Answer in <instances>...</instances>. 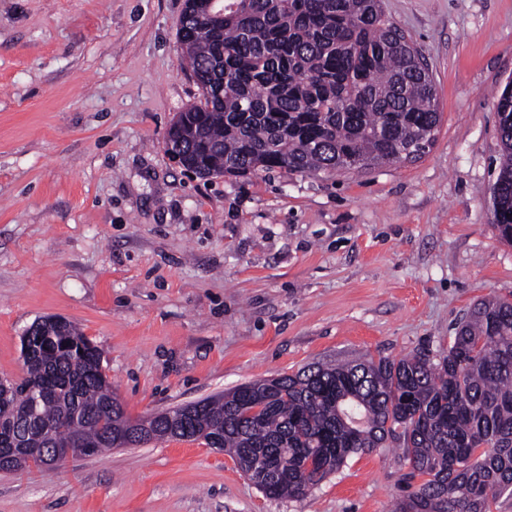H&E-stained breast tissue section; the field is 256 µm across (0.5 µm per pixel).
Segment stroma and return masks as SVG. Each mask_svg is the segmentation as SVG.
<instances>
[{"instance_id":"stroma-1","label":"stroma","mask_w":512,"mask_h":512,"mask_svg":"<svg viewBox=\"0 0 512 512\" xmlns=\"http://www.w3.org/2000/svg\"><path fill=\"white\" fill-rule=\"evenodd\" d=\"M426 58L428 152L363 174L199 178L167 130L201 92L184 0H0V378L38 318L77 324L133 419L315 363L446 351L512 298L493 223L512 0H383ZM401 449L271 498L204 441L0 471V512H393Z\"/></svg>"}]
</instances>
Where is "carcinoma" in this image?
Masks as SVG:
<instances>
[{"label": "carcinoma", "instance_id": "1", "mask_svg": "<svg viewBox=\"0 0 512 512\" xmlns=\"http://www.w3.org/2000/svg\"><path fill=\"white\" fill-rule=\"evenodd\" d=\"M183 58L200 104L174 126L188 169L247 175L366 172L421 157L440 112L422 55L382 0H186ZM501 162L492 207L512 243V80L498 95ZM24 334V376L0 383V427L29 448H119L120 402L98 350L71 322ZM160 438L202 439L266 495L299 498L354 454L403 448L414 490L395 512H492L512 498V301L475 303L448 350L416 351L242 384ZM422 479L413 486L416 479Z\"/></svg>", "mask_w": 512, "mask_h": 512}]
</instances>
